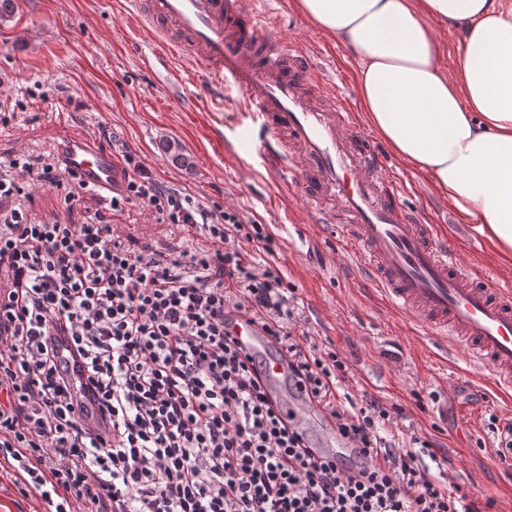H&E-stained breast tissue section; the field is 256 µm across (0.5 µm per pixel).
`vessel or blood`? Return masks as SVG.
Returning a JSON list of instances; mask_svg holds the SVG:
<instances>
[{
	"mask_svg": "<svg viewBox=\"0 0 512 512\" xmlns=\"http://www.w3.org/2000/svg\"><path fill=\"white\" fill-rule=\"evenodd\" d=\"M142 27L169 53L189 57L210 83L237 87L260 137L256 152L280 188L299 196L311 224L339 223L348 253L363 259L386 305L442 341L463 343L475 369L498 391L512 390V286L462 268L437 225L403 200L405 181L389 169L353 104L325 90L315 66L259 19L254 0H140ZM66 173L98 191H121L117 158L94 142L62 138ZM226 321L289 424L319 430L313 455L355 457L327 412L288 378L277 341L239 314Z\"/></svg>",
	"mask_w": 512,
	"mask_h": 512,
	"instance_id": "b4317fda",
	"label": "vessel or blood"
}]
</instances>
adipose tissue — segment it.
<instances>
[{
    "mask_svg": "<svg viewBox=\"0 0 512 512\" xmlns=\"http://www.w3.org/2000/svg\"><path fill=\"white\" fill-rule=\"evenodd\" d=\"M359 61L366 120L501 253H512V5L296 0ZM454 30L447 57L438 28Z\"/></svg>",
    "mask_w": 512,
    "mask_h": 512,
    "instance_id": "1",
    "label": "adipose tissue"
}]
</instances>
